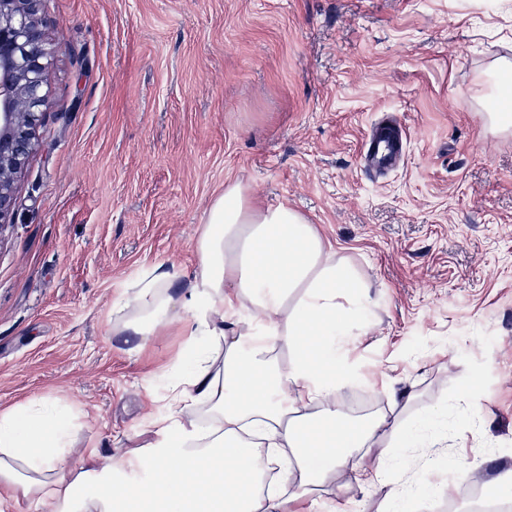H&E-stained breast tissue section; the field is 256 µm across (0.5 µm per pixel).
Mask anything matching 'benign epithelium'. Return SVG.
<instances>
[{"label": "benign epithelium", "instance_id": "benign-epithelium-1", "mask_svg": "<svg viewBox=\"0 0 512 512\" xmlns=\"http://www.w3.org/2000/svg\"><path fill=\"white\" fill-rule=\"evenodd\" d=\"M44 0H0V230L53 109L50 72L60 45L46 31Z\"/></svg>", "mask_w": 512, "mask_h": 512}]
</instances>
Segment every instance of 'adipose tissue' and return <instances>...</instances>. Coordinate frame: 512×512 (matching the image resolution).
Segmentation results:
<instances>
[{"label": "adipose tissue", "mask_w": 512, "mask_h": 512, "mask_svg": "<svg viewBox=\"0 0 512 512\" xmlns=\"http://www.w3.org/2000/svg\"><path fill=\"white\" fill-rule=\"evenodd\" d=\"M187 279L143 269L112 307L108 332L144 345L181 323L186 368L168 413L137 449L71 453L57 402L0 410V506L50 512H295L342 471L382 479L366 449L392 438L384 418L344 419L336 394L358 378L342 348L367 326L368 292L316 225L267 205L242 182L208 204ZM287 462L296 484L264 486Z\"/></svg>", "instance_id": "1"}]
</instances>
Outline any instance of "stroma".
<instances>
[{"mask_svg":"<svg viewBox=\"0 0 512 512\" xmlns=\"http://www.w3.org/2000/svg\"><path fill=\"white\" fill-rule=\"evenodd\" d=\"M61 50L53 110L0 230V408L56 399L73 442L125 447L167 412L185 330L139 350L108 335L112 304L145 267L191 272L204 211L248 184L317 224L370 286L348 344L359 378L337 400L426 441L378 447L385 481L337 474L336 512H480L512 469V132L475 98L512 60V0H46ZM403 160L358 161L383 114ZM476 380L471 418L462 385ZM443 400L439 420L427 412Z\"/></svg>","mask_w":512,"mask_h":512,"instance_id":"stroma-1","label":"stroma"}]
</instances>
